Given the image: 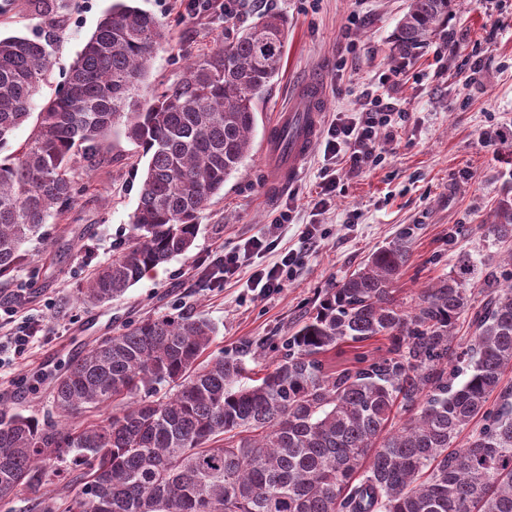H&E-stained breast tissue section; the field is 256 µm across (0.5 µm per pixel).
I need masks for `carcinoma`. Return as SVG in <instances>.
<instances>
[{
    "label": "carcinoma",
    "mask_w": 512,
    "mask_h": 512,
    "mask_svg": "<svg viewBox=\"0 0 512 512\" xmlns=\"http://www.w3.org/2000/svg\"><path fill=\"white\" fill-rule=\"evenodd\" d=\"M134 2L114 0L37 113L51 53L25 36L0 37V152L35 118L29 141L0 158V279L23 267L24 244L46 236L49 218L72 209L77 171L100 166L123 117L148 161L131 242L78 290L87 303H110L188 254L203 207L244 163L256 102L282 68L287 20L260 15L143 104L147 64L171 37ZM455 2L408 0L391 61L418 58ZM487 232L512 239L511 196ZM408 259L398 238L326 289L255 385L242 384L247 367L237 357L201 360L216 329L200 316L147 317L98 340L55 377L56 413L0 408V499L39 493L69 463L80 473L68 481V512H512V385L503 382L512 283L487 273L472 292L465 258L409 312L394 297ZM465 315L473 336L461 346L455 328ZM376 336L389 337L387 355L325 368L328 351ZM109 406L101 422L77 421ZM478 415L484 424L467 446L452 447Z\"/></svg>",
    "instance_id": "obj_1"
}]
</instances>
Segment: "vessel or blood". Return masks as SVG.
<instances>
[{"label": "vessel or blood", "instance_id": "1", "mask_svg": "<svg viewBox=\"0 0 512 512\" xmlns=\"http://www.w3.org/2000/svg\"><path fill=\"white\" fill-rule=\"evenodd\" d=\"M323 103V86L320 81L313 80L300 89L292 108L277 114L274 127L288 129L289 138L283 143L274 136L266 144L270 184L284 188L297 178L318 139Z\"/></svg>", "mask_w": 512, "mask_h": 512}]
</instances>
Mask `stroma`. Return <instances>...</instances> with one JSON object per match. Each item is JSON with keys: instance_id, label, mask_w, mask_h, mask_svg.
Segmentation results:
<instances>
[{"instance_id": "obj_1", "label": "stroma", "mask_w": 512, "mask_h": 512, "mask_svg": "<svg viewBox=\"0 0 512 512\" xmlns=\"http://www.w3.org/2000/svg\"><path fill=\"white\" fill-rule=\"evenodd\" d=\"M55 24L31 13L26 0H0V34L50 41L55 65L37 103L54 96L70 65L95 31L112 0H60ZM167 24L172 46L158 50L148 79L177 81L185 61L233 38L268 12L288 21L280 74L258 103L257 123L241 170L201 211L191 252L173 258L142 278L112 303L92 305L78 297L89 273L126 245L130 217L139 198L146 159L116 127L105 143L106 161L81 176L84 190L69 214L50 219L48 242L29 244L31 257L12 280L0 283V302L15 311L13 323L36 335L24 353H0V406L26 414L51 407V378L97 339L119 333L143 317L191 314L209 319L217 333L207 354L268 361L281 337L290 335L320 300L322 292L358 269L370 254L396 237L409 246V261L395 285L404 309L419 294L471 258L478 271H494L512 282V239L488 238L484 223L505 195H512V146H484L483 130L512 124V0H460L448 29L452 53L439 57L435 38L414 63L394 70L388 58L391 35L407 0H243L234 18L222 7L194 14L189 0H137ZM360 23L351 36L342 26L350 13ZM356 52H345L347 40ZM490 54L497 64L473 77L458 71L471 56ZM324 85V121L359 107L358 92L372 91L398 104L407 120L397 140L380 143L377 166L357 177L341 175L329 209L312 214L306 201L323 179V152L314 148L287 189L268 187L264 145L275 116L287 108L297 86ZM295 218L285 226L281 247L303 256L281 288L263 293L250 281L254 269L274 264L277 252L250 255L238 273L210 284L203 262L212 252L240 247L265 233L286 205ZM315 224L316 245L302 248V232ZM390 342L379 336L359 346L327 353L329 369L356 366L358 358L384 356Z\"/></svg>"}]
</instances>
